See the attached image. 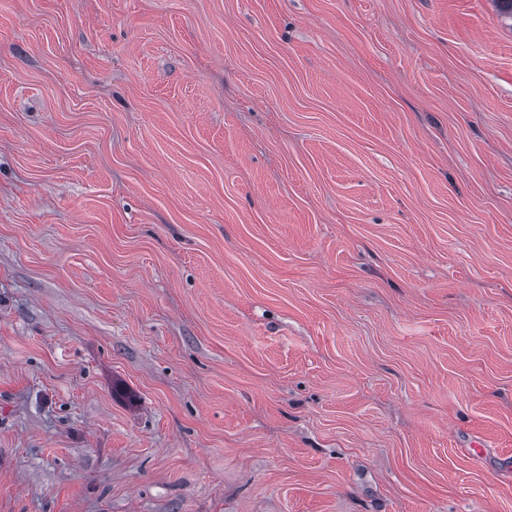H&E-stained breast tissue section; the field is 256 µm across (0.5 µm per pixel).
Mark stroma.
I'll use <instances>...</instances> for the list:
<instances>
[{"instance_id":"obj_1","label":"stroma","mask_w":512,"mask_h":512,"mask_svg":"<svg viewBox=\"0 0 512 512\" xmlns=\"http://www.w3.org/2000/svg\"><path fill=\"white\" fill-rule=\"evenodd\" d=\"M0 512H512L496 0H0Z\"/></svg>"}]
</instances>
